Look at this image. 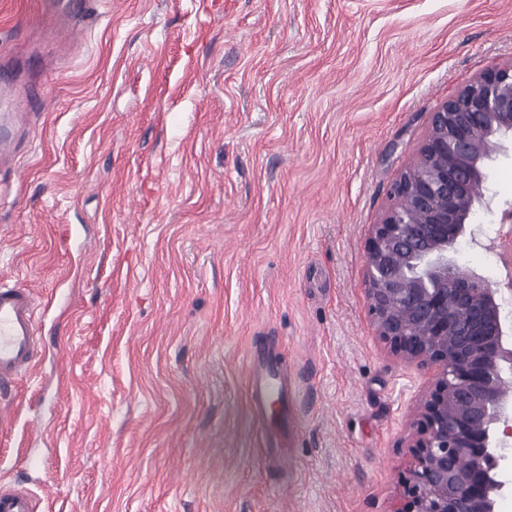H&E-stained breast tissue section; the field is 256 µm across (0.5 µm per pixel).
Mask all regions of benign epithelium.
I'll list each match as a JSON object with an SVG mask.
<instances>
[{
  "instance_id": "obj_1",
  "label": "benign epithelium",
  "mask_w": 512,
  "mask_h": 512,
  "mask_svg": "<svg viewBox=\"0 0 512 512\" xmlns=\"http://www.w3.org/2000/svg\"><path fill=\"white\" fill-rule=\"evenodd\" d=\"M512 135V63L486 71L433 113L417 162L368 241L366 293L376 334L408 363L434 369L410 437L407 504L396 512H495L499 433L512 434V336L503 291L448 258L457 240L489 252L468 223L486 164Z\"/></svg>"
}]
</instances>
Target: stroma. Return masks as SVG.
<instances>
[{"label": "stroma", "mask_w": 512, "mask_h": 512, "mask_svg": "<svg viewBox=\"0 0 512 512\" xmlns=\"http://www.w3.org/2000/svg\"><path fill=\"white\" fill-rule=\"evenodd\" d=\"M0 0V281L40 352L0 388V486L38 512H395L432 373L369 316L365 250L431 115L512 62V0ZM472 222L512 204V143ZM273 362L276 413L248 401Z\"/></svg>", "instance_id": "1"}]
</instances>
